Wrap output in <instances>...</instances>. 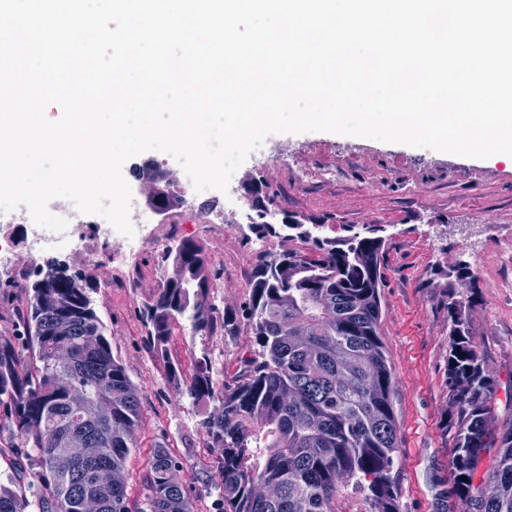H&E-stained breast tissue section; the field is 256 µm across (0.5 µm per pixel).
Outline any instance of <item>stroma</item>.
<instances>
[{"mask_svg":"<svg viewBox=\"0 0 512 512\" xmlns=\"http://www.w3.org/2000/svg\"><path fill=\"white\" fill-rule=\"evenodd\" d=\"M276 140L283 154L267 161L250 156L243 164L265 185L270 210L314 215L329 237L365 224L384 228L381 333L395 377L399 512H442L452 448L448 425L456 414L446 386L448 259L467 262L476 278L472 335L489 368L506 378L512 373V259L501 254L512 245V164L327 132L280 134ZM223 213L220 191L206 210L189 203L167 244L146 245L121 270L112 266L114 241L97 215H87L68 248L50 254L32 251V225L4 227L13 258L0 267V336L21 330L29 286L47 259L65 263L91 286L112 353L141 393L137 449L125 469L136 508L146 498L150 452L158 444L179 460L178 476L193 512L221 508L217 454L200 428L206 407L178 396L168 369L204 357L215 382H223L252 350L249 329L243 324L232 336L220 330L209 334L185 322L162 357L147 342L142 311L171 270L168 243L181 240L204 248L216 320H223L225 310H239L260 255L282 251L284 243L259 236L250 226L229 224L224 255L215 257L202 225L220 223Z\"/></svg>","mask_w":512,"mask_h":512,"instance_id":"obj_1","label":"stroma"}]
</instances>
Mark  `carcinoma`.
<instances>
[{
  "instance_id": "carcinoma-1",
  "label": "carcinoma",
  "mask_w": 512,
  "mask_h": 512,
  "mask_svg": "<svg viewBox=\"0 0 512 512\" xmlns=\"http://www.w3.org/2000/svg\"><path fill=\"white\" fill-rule=\"evenodd\" d=\"M259 228L307 248L260 257L243 315L254 353L221 387L204 359L188 377L169 368L177 394L218 402L200 426L218 452L224 512H340L348 488L370 512H399L394 378L380 337L383 228L327 237L323 225L285 212ZM173 261L177 270L143 310L162 355L182 322L207 333L216 326L202 248L183 240ZM466 281L475 284L468 266L449 268V497L462 512H512V420L495 422L499 403L512 408V375L501 382L476 348ZM29 297L22 334L0 336V438L8 441L0 454H18L0 471V512H84L86 497L98 499L99 512H193L176 479L180 462L162 445L151 453L144 507L130 506L125 463L140 393L113 356L86 285L64 267L48 280L36 274ZM61 362L84 392L78 408L56 383ZM76 439L101 449L100 461L72 457ZM488 455L491 469L477 482Z\"/></svg>"
}]
</instances>
